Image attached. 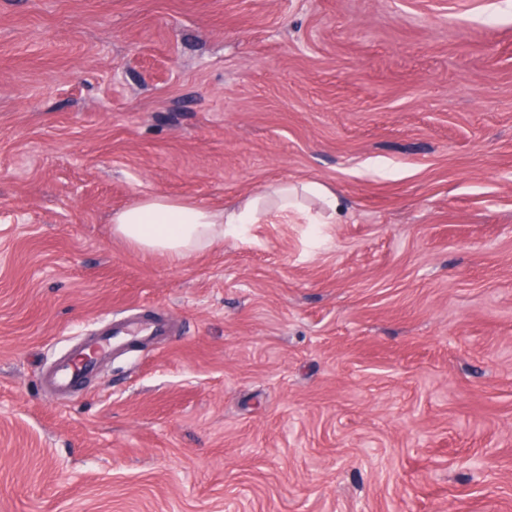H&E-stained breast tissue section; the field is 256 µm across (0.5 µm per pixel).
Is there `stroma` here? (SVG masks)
Wrapping results in <instances>:
<instances>
[{"label":"stroma","mask_w":512,"mask_h":512,"mask_svg":"<svg viewBox=\"0 0 512 512\" xmlns=\"http://www.w3.org/2000/svg\"><path fill=\"white\" fill-rule=\"evenodd\" d=\"M284 180L342 216L112 232ZM0 512H512V0H0ZM322 204L318 224L336 223L342 210L336 192L318 181L272 185L241 206L210 207L191 200L150 196L112 214V232L131 248L183 263L224 240V224H257L270 208L288 216L300 197ZM165 331V326L152 320L128 318L115 320L101 326L98 339L86 345L97 344L100 350L105 351V357L116 349L127 346L135 338H148L158 336ZM103 336V337H102ZM76 353L77 350L58 366L52 376L53 383L62 393L74 389L93 366V361H82L76 356Z\"/></svg>","instance_id":"1"}]
</instances>
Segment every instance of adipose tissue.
<instances>
[{
    "instance_id": "1",
    "label": "adipose tissue",
    "mask_w": 512,
    "mask_h": 512,
    "mask_svg": "<svg viewBox=\"0 0 512 512\" xmlns=\"http://www.w3.org/2000/svg\"><path fill=\"white\" fill-rule=\"evenodd\" d=\"M320 201V223H335L342 210L336 193L318 181L281 183L240 206L210 207L191 200L150 196L115 212L112 231L131 248L169 257L181 263L224 240V228L234 224H255L269 209L288 214L300 198Z\"/></svg>"
}]
</instances>
